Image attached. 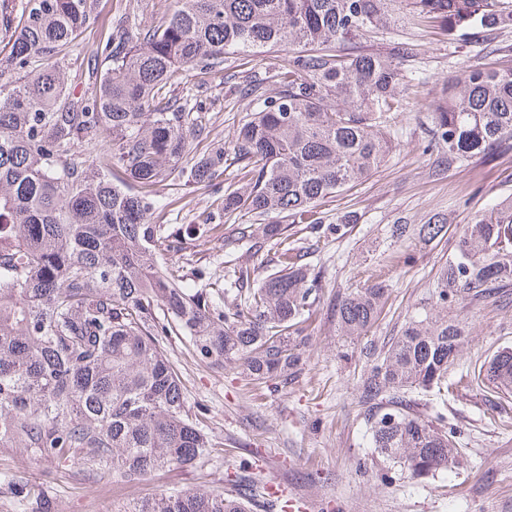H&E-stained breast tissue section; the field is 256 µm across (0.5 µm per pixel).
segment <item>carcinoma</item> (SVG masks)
<instances>
[{
  "label": "carcinoma",
  "mask_w": 512,
  "mask_h": 512,
  "mask_svg": "<svg viewBox=\"0 0 512 512\" xmlns=\"http://www.w3.org/2000/svg\"><path fill=\"white\" fill-rule=\"evenodd\" d=\"M96 0H0V447L17 448L94 480L124 482L157 471L197 468L224 447L187 409L184 385L158 336L175 327L202 362L231 366L259 383L298 377L311 338L321 271L287 227L265 224L283 247L278 270L259 280L235 262L236 291L217 282L183 285L179 268L152 262L172 247L151 223L154 187L188 175L196 184L224 174L225 157L247 182L224 190V213L259 219L283 213L319 232L317 206L366 180L396 147L397 85L414 45L386 55L358 44L404 20L435 23L455 39L512 27V0H175L162 23L120 21L91 57L106 67L80 90L67 83L69 48L94 24ZM281 50L275 97L252 81L254 106L231 147L188 165L206 126L197 104L177 93L187 72L224 69L225 56ZM469 61L429 105V140L448 162L512 150V68ZM94 146L86 158L82 143ZM119 167L124 181H112ZM445 231L434 214L393 224L391 238L424 242ZM438 288L364 370L359 406L372 447L418 480L460 463L453 435L404 411L408 396L447 402L448 375L470 336L448 305L512 288V202L463 225ZM388 293L383 284L349 291L333 304L339 335L367 334ZM167 313L160 322L158 307ZM473 380L498 399L512 396V348L493 354ZM235 460L234 493L163 492L128 512H251ZM27 512H51L45 491L8 482Z\"/></svg>",
  "instance_id": "obj_1"
}]
</instances>
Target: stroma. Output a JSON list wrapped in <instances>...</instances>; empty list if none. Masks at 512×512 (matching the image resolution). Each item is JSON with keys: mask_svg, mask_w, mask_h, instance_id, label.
Returning a JSON list of instances; mask_svg holds the SVG:
<instances>
[{"mask_svg": "<svg viewBox=\"0 0 512 512\" xmlns=\"http://www.w3.org/2000/svg\"><path fill=\"white\" fill-rule=\"evenodd\" d=\"M170 4L97 0L96 23L70 51V83L79 87L87 82L90 51L105 44L125 13L137 11L147 27L157 24ZM396 42L417 47L416 57L403 66L407 80L397 89L402 103L398 147L365 181L318 206L323 224H340L339 233L319 240L305 225L294 227L297 237L316 243L308 260L323 271L320 301L307 321L311 348L299 377L278 390L256 385L237 369L201 362L182 336L164 334L160 345L182 378L188 408L202 410L204 429L223 438L224 452L196 469L161 471L128 483L108 474L89 480L76 468L61 469L54 461L0 448V476L43 487L52 512H127L133 503L173 489L231 490L233 457L244 449L256 462L253 512H282L268 505L264 488L270 483L281 499L303 496L318 512H512V403L500 412L492 409L487 393L457 387L448 400L445 425L464 463L422 482L404 479L399 467L374 452L358 404L369 353L383 349L408 314L432 295L463 225L512 198V151L440 168L436 153L424 149L427 105L443 83L462 75L479 44L448 39L428 23L394 26L363 49L384 54ZM278 63V53L261 50L229 56L221 72L189 76L187 86L202 101L200 117L210 131L196 144V153L206 152L216 141L231 142L250 112L239 83L253 72L274 71ZM242 183L232 163L214 187L181 178L158 184L152 221L183 237L178 252H157L155 263L178 264L190 282L201 274L223 279L228 272L224 229L249 221L245 215L225 216L223 189ZM436 213L447 219L443 237L429 243L416 238L391 243V224H421ZM376 283L388 285L389 295L371 331L356 342L338 336L332 311L336 297ZM461 314L472 332L464 363L482 362L512 346V303L491 298L462 308Z\"/></svg>", "mask_w": 512, "mask_h": 512, "instance_id": "1", "label": "stroma"}]
</instances>
